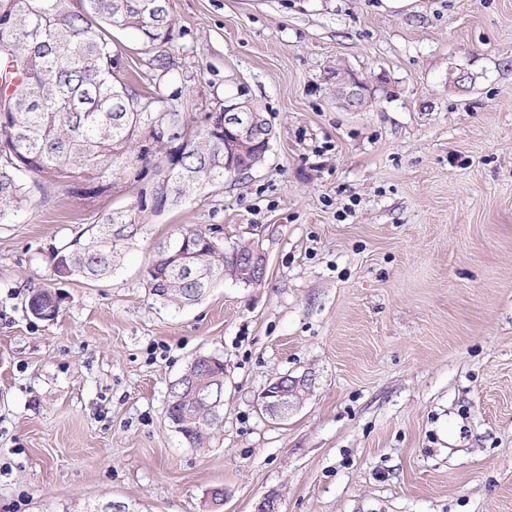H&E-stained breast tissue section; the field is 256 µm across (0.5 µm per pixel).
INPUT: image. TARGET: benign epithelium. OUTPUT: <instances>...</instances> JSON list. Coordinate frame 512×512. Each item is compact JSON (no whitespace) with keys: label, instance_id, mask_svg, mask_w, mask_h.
Segmentation results:
<instances>
[{"label":"benign epithelium","instance_id":"1","mask_svg":"<svg viewBox=\"0 0 512 512\" xmlns=\"http://www.w3.org/2000/svg\"><path fill=\"white\" fill-rule=\"evenodd\" d=\"M326 80L336 85V98L352 110L364 105L368 86L355 74L341 71V75L327 73ZM224 141V172L235 179L249 176L264 159L270 148L272 130L266 119L247 100L224 105V120L208 128ZM224 253V275L236 282L257 285L265 277L267 261L265 254L253 244L217 246ZM304 382L279 378L263 392V410L272 417L288 414L301 398ZM185 399L189 401L187 418L196 422L197 430L207 428L214 422V405L219 403V394L209 382H194L188 386Z\"/></svg>","mask_w":512,"mask_h":512}]
</instances>
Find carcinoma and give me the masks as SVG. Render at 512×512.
<instances>
[{"mask_svg": "<svg viewBox=\"0 0 512 512\" xmlns=\"http://www.w3.org/2000/svg\"><path fill=\"white\" fill-rule=\"evenodd\" d=\"M114 30L132 31L150 47L154 79L175 69L168 0H0V112L6 113L0 120V222L20 208L33 181L43 188L87 185L83 198L93 208L119 176L139 202L101 213L85 238L51 250V265L66 280L112 272L117 243L134 238L130 228L114 233L120 225L146 224L224 185V146L157 89L130 78ZM152 121L174 123L183 150L144 142ZM184 240L199 251L212 237L185 228L159 246ZM207 260L209 275L194 280L183 273L182 260L154 256L147 278L152 295L176 308L200 300L223 280L224 255ZM55 301L42 289L28 307L40 305L54 318Z\"/></svg>", "mask_w": 512, "mask_h": 512, "instance_id": "cac0c4a2", "label": "carcinoma"}]
</instances>
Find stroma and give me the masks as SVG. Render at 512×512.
Returning <instances> with one entry per match:
<instances>
[{
  "label": "stroma",
  "instance_id": "35a3bbf8",
  "mask_svg": "<svg viewBox=\"0 0 512 512\" xmlns=\"http://www.w3.org/2000/svg\"><path fill=\"white\" fill-rule=\"evenodd\" d=\"M157 83L204 124L246 98L263 165L153 216L111 275L56 281L93 215L32 186L0 222V512H512V0H169ZM365 79L358 112L322 81ZM256 244L265 279L175 310L147 271L182 228ZM56 292L55 319L28 311ZM224 360L187 443L171 384ZM303 380L286 418L261 411ZM225 501L212 510V488ZM303 386L301 380L280 377L263 392V410L271 417H284L301 398Z\"/></svg>",
  "mask_w": 512,
  "mask_h": 512
}]
</instances>
